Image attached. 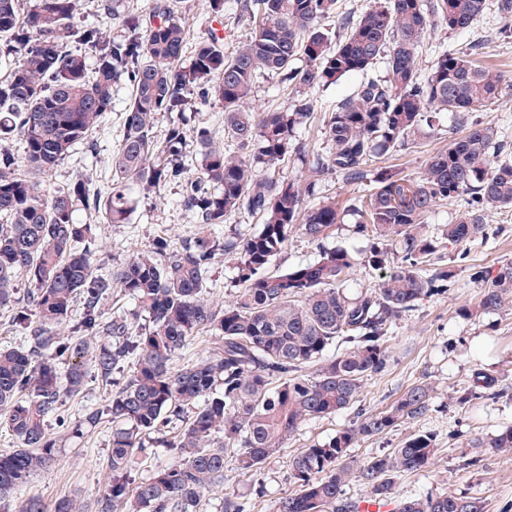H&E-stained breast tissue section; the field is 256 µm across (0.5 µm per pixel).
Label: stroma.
<instances>
[{
  "mask_svg": "<svg viewBox=\"0 0 512 512\" xmlns=\"http://www.w3.org/2000/svg\"><path fill=\"white\" fill-rule=\"evenodd\" d=\"M471 43L480 44L485 60L512 78V35L501 32L492 12L466 31H452L444 21H432L417 65L421 72H428L439 52ZM360 81V75L352 74L313 91L315 110L298 131L309 154L328 152L323 115L351 96ZM129 97V85L115 86L114 107L95 132L92 146H77L53 170L51 188L65 187L79 177L87 178L92 190L103 192L109 188L112 173L105 163L120 139ZM465 133V128L455 125L449 117H441L434 126H422L407 149L377 159L374 165L419 175L430 156L447 149L452 140ZM488 222L500 227V234L472 243L467 263L456 266V283L448 293L422 301L417 310L392 328L389 364L384 372L367 377L353 408L329 419L305 421L261 473L244 475L235 466H227L224 489L205 494L203 512H222L228 490L248 503L249 512H277L279 502L297 489L289 474L290 457L352 427L358 412L389 410L418 383L429 384L433 389L431 411L387 433L359 439L350 450L351 459L361 462L392 452L410 436L429 432L437 447L434 461L424 471L400 476L394 490L396 499L462 493L481 498L486 512H512V453L474 445L475 440L489 439L512 425V312L488 313L477 319L460 313L461 307L475 302L478 294L477 286L469 280L468 264L494 268L500 262L512 261V213L490 215ZM194 232V220L181 205L180 189L172 184L162 187L157 193L141 196L130 223L102 227L94 244L100 272L111 274L133 248L149 246L159 238L176 248ZM478 372L496 378V397L457 406L456 397L472 385ZM48 431L62 441L54 461L12 497L1 500L0 512H18L22 500L30 497L40 499L49 510L65 496L77 498L88 510L105 492L111 477L107 467L111 422L102 421L92 437L81 441L70 437L67 426L53 421L49 422Z\"/></svg>",
  "mask_w": 512,
  "mask_h": 512,
  "instance_id": "obj_1",
  "label": "stroma"
}]
</instances>
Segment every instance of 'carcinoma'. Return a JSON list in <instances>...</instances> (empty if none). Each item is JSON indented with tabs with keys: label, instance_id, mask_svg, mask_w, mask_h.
I'll return each instance as SVG.
<instances>
[{
	"label": "carcinoma",
	"instance_id": "carcinoma-1",
	"mask_svg": "<svg viewBox=\"0 0 512 512\" xmlns=\"http://www.w3.org/2000/svg\"><path fill=\"white\" fill-rule=\"evenodd\" d=\"M176 4L150 0L144 12L127 13L122 0H98V12L115 22L112 33L78 22L75 0H0V141L17 137L23 144L20 157L0 146V308L14 307L21 272L32 306L16 309L12 319L26 346L0 348V426L17 441V449L0 454V499L53 460L57 440L47 423L61 417L63 395L82 394L90 371L113 385L131 359L133 370L105 408L84 410L71 426L80 438L103 416L112 420L111 480L95 512H200L204 494L224 486L226 460L257 472L303 422L351 408L365 379L386 368L391 327L454 284L442 251L450 246L465 261L468 246L493 232L489 214L512 210V145L492 124L471 120L498 97L505 75L479 63L477 44L439 53L424 75L417 66L431 17L463 31L492 9L511 35L512 0H375L358 15L337 17L333 38L320 22L336 13L337 0H243L253 18L249 39L227 55L224 30L211 26L188 64ZM203 11L222 22L224 0H203ZM380 60L384 79L363 78L325 117L330 149L313 157L312 171L362 181L371 162L405 146L442 110L468 132L417 177L376 170L370 193L350 205L351 236L371 246H328V230L340 223L336 203L314 202L318 180L301 184L277 168L290 157L308 160L297 130L314 111L311 92ZM261 74L289 91L288 109L249 106ZM121 79L131 95L109 161L110 191H91L85 178L47 188L42 178L77 145H92ZM194 99L224 106V136L237 152H225L209 128L191 122L186 109ZM164 117L169 127L161 138L156 128ZM190 153L194 168L185 161ZM170 183L181 187L194 236L172 250L158 239L133 250L112 276L99 274L91 249L97 226L129 223L135 188ZM458 199L465 210L457 222L430 231L434 208ZM240 214L259 216V230L222 242L213 236ZM295 230L316 244V259L270 271ZM221 254L233 258L239 286L223 306L207 296ZM360 265L381 272L378 287H349ZM469 270L479 293L460 309L464 317L512 311V262ZM114 289L147 314L145 323L105 316ZM77 304L80 318L66 337L61 329ZM201 332L216 337V346L193 364L175 365ZM495 383L478 372L474 393L493 397ZM431 400L432 388L416 384L390 410L364 413L357 425L294 456L289 470L298 490L278 512H359L346 497L353 481L372 497L392 498L400 473L432 464L433 435L415 434L356 466L350 448L361 436L423 416ZM154 445L171 461L129 490L132 463ZM486 447L512 452V426ZM395 512H484V503L427 494L399 502Z\"/></svg>",
	"mask_w": 512,
	"mask_h": 512
}]
</instances>
